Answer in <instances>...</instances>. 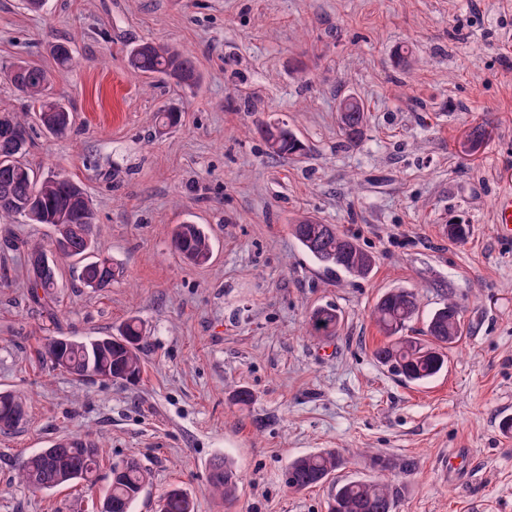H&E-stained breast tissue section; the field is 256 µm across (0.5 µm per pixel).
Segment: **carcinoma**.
<instances>
[{
  "label": "carcinoma",
  "instance_id": "cac0c4a2",
  "mask_svg": "<svg viewBox=\"0 0 512 512\" xmlns=\"http://www.w3.org/2000/svg\"><path fill=\"white\" fill-rule=\"evenodd\" d=\"M127 65L135 74L172 79L189 92L201 85L203 75L194 60L167 44L145 42L127 54ZM5 75L36 110L45 130L56 137L67 135L73 115L51 93V78L43 67L20 61L5 68ZM345 111L338 123L349 140L358 139L366 121L363 102L353 96L341 100ZM261 133L273 158L300 160L307 156L306 145L285 126L264 125ZM30 137L28 128L14 112H0V252H19L32 258L36 253L52 255L46 281L27 269L28 295L54 314L59 288V270L67 261L82 264L83 284L93 290L112 285L115 273L109 258L89 260L97 248L94 234L95 214L82 184L62 173L44 178L22 161ZM23 219L27 224H45L54 233L67 227V244L57 250L53 243H31L6 230L9 220ZM291 234L325 272L351 278H366L373 271L374 256L353 238L339 233L330 224L301 217L292 224ZM174 250L193 266L208 264L213 256L209 235L199 224H175L170 231ZM419 312L417 294L409 288H390L377 300L371 318L388 338L375 352L378 363L388 367L408 383L428 382L448 369V353L462 337L463 325L457 304L437 309L426 325L427 339L420 341L403 335L407 323ZM340 323L338 311L331 306L314 309L308 318L312 336H333ZM146 331L136 317L125 320L117 333L91 339L50 336L45 339L41 357L57 369L80 378L103 382L134 384L144 367L141 344ZM26 401L9 391L0 392V433L20 428L26 422ZM346 459L336 449H322L298 456L288 462L286 484L294 490L332 484L328 512H395L398 491L384 478L394 463L379 454L369 456L370 474L349 480L335 479ZM100 465L98 446L80 436L64 437L49 447L21 460V481L32 491H51L63 486L96 480ZM150 473L135 460L115 464L101 512H132L134 503L149 483ZM238 475L229 459L215 461L209 472V489L234 498ZM159 512H197L193 496L181 487H171L159 500Z\"/></svg>",
  "mask_w": 512,
  "mask_h": 512
}]
</instances>
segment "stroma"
I'll return each mask as SVG.
<instances>
[{
  "instance_id": "1",
  "label": "stroma",
  "mask_w": 512,
  "mask_h": 512,
  "mask_svg": "<svg viewBox=\"0 0 512 512\" xmlns=\"http://www.w3.org/2000/svg\"><path fill=\"white\" fill-rule=\"evenodd\" d=\"M59 41L73 66L56 65ZM142 42L193 57L196 94L130 72ZM17 60L48 70L75 114L62 138L34 127L25 161L83 184L116 276L94 291L63 265L52 320L23 257L0 256V391L30 400L27 423L0 434V512H98L128 459L151 473L133 512H156L176 485L198 512H326L329 486L285 483L289 459L323 448L348 451L343 479L367 474L373 453L396 462V512H512V240L494 227L512 185V0H47L37 14L0 0V63ZM347 96L367 109L355 143L337 122ZM168 106L184 114L166 131ZM269 122L309 146L304 161L268 156ZM476 126L487 136L471 155ZM302 214L353 236L372 274L323 272L290 233ZM186 221L211 236L206 266L171 246ZM454 222L465 240L445 235ZM390 288L418 296L413 337L444 303L461 310L448 370L428 383L374 357L385 337L370 313ZM325 305L337 334L308 335ZM131 316L148 332L137 383L79 379L38 353L45 337L104 336ZM70 435L102 449L96 484L20 483L24 456ZM224 456L239 475L230 504L208 491Z\"/></svg>"
}]
</instances>
